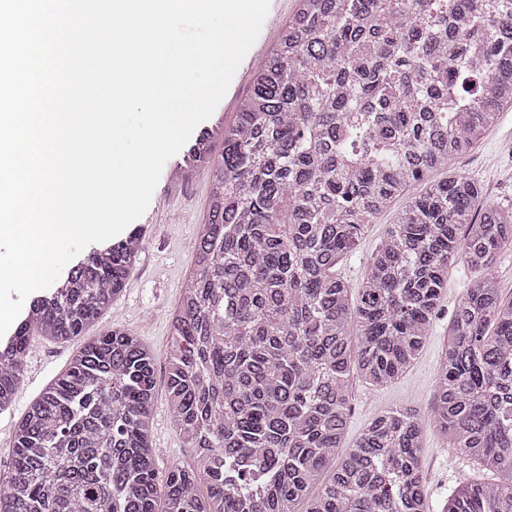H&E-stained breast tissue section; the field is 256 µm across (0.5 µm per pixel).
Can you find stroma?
<instances>
[{"label": "stroma", "mask_w": 512, "mask_h": 512, "mask_svg": "<svg viewBox=\"0 0 512 512\" xmlns=\"http://www.w3.org/2000/svg\"><path fill=\"white\" fill-rule=\"evenodd\" d=\"M449 170L478 181L490 199L512 203V110L502 112L481 142L452 162ZM208 190V181L187 168L182 155L170 158L148 209L133 223L142 234L143 248L123 293L83 336L67 343L37 335L30 339L25 366L40 367L41 372L36 382L21 380L17 387L20 401L13 410V422L0 428V482L9 475L16 422L43 389L67 369L88 338L114 326L124 327L139 336L156 358L152 439L157 450L158 477H165L174 465L192 464V452L184 447L168 410L165 374L173 344L170 317L179 304L183 283L191 269L195 240L205 218ZM401 210V202H394L374 224L367 226L358 246L337 265V274L351 286H358L389 225L397 220ZM473 276V271L464 264L449 267L448 284L432 332L417 359L402 376L377 388L353 379L346 443H353L370 421L385 410L406 407L422 415L428 412L451 314ZM422 456L429 512H441L450 489L460 480H483L488 476L486 470L477 468L457 449L451 448L446 437L431 427L425 430Z\"/></svg>", "instance_id": "35a3bbf8"}]
</instances>
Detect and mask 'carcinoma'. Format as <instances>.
Masks as SVG:
<instances>
[{
	"label": "carcinoma",
	"mask_w": 512,
	"mask_h": 512,
	"mask_svg": "<svg viewBox=\"0 0 512 512\" xmlns=\"http://www.w3.org/2000/svg\"><path fill=\"white\" fill-rule=\"evenodd\" d=\"M511 108L512 0H297L233 120L184 156L210 192L166 385L195 465L158 493L155 357L112 327L19 422L0 512H427L428 423L498 475L456 487L443 512H512V297L492 273L512 204L463 174L429 179ZM398 198L354 298L336 264ZM140 253L133 231L32 298L0 341V410L30 335H82ZM458 261L477 276L427 421L387 411L343 450L353 375L382 387L406 372Z\"/></svg>",
	"instance_id": "obj_1"
}]
</instances>
